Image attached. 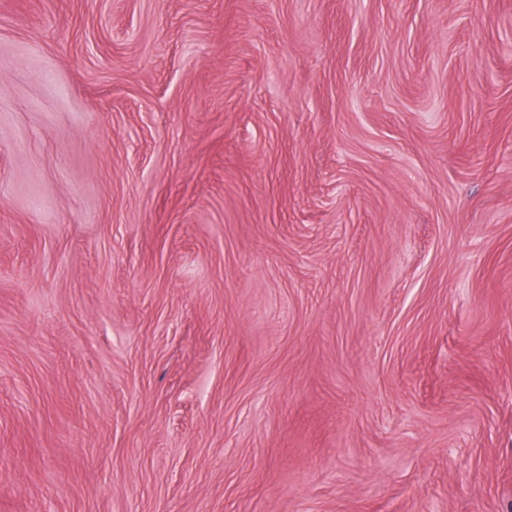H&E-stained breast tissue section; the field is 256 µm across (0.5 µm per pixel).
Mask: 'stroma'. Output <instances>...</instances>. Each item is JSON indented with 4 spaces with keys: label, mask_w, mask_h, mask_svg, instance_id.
<instances>
[{
    "label": "stroma",
    "mask_w": 512,
    "mask_h": 512,
    "mask_svg": "<svg viewBox=\"0 0 512 512\" xmlns=\"http://www.w3.org/2000/svg\"><path fill=\"white\" fill-rule=\"evenodd\" d=\"M0 512H512V0H0Z\"/></svg>",
    "instance_id": "35a3bbf8"
}]
</instances>
